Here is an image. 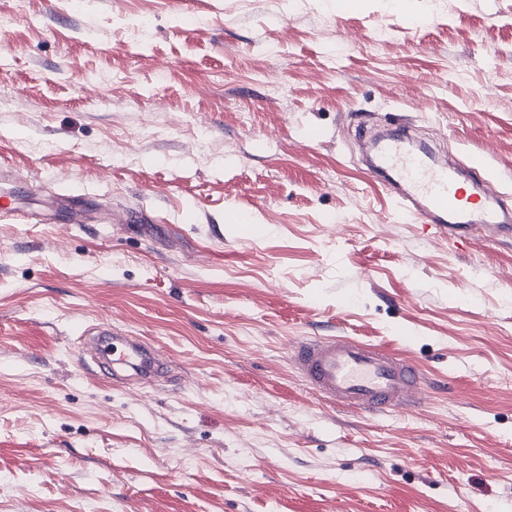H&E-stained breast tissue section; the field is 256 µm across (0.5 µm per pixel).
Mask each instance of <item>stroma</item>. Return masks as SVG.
Wrapping results in <instances>:
<instances>
[{"mask_svg": "<svg viewBox=\"0 0 512 512\" xmlns=\"http://www.w3.org/2000/svg\"><path fill=\"white\" fill-rule=\"evenodd\" d=\"M403 125L512 204V0H0V512H512V231L401 217L360 139ZM331 335L440 392L318 398ZM117 335L118 333H112L106 328H98L96 336H112L111 339L98 344L100 356L132 370L146 381H153L168 372L169 365L164 362L161 355L150 350L139 340ZM289 358L315 394L339 407L380 414L425 401L426 379L412 360L352 336L302 338Z\"/></svg>", "mask_w": 512, "mask_h": 512, "instance_id": "stroma-1", "label": "stroma"}]
</instances>
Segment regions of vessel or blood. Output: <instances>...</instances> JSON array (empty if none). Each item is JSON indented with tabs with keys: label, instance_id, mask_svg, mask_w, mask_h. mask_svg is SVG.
Segmentation results:
<instances>
[{
	"label": "vessel or blood",
	"instance_id": "obj_1",
	"mask_svg": "<svg viewBox=\"0 0 512 512\" xmlns=\"http://www.w3.org/2000/svg\"><path fill=\"white\" fill-rule=\"evenodd\" d=\"M405 142L402 135L389 139L375 163L376 173L400 186L393 200L401 216L436 225L452 237L499 222V213L483 205L491 192L489 182L463 187L447 160L408 150ZM97 350L147 381L169 369L161 355L126 336L101 341ZM290 361L315 394L365 414L412 409L426 397V379L412 360L351 336L301 339L292 347Z\"/></svg>",
	"mask_w": 512,
	"mask_h": 512
}]
</instances>
